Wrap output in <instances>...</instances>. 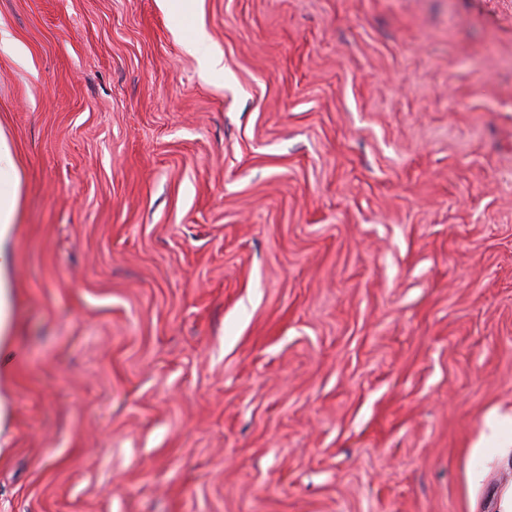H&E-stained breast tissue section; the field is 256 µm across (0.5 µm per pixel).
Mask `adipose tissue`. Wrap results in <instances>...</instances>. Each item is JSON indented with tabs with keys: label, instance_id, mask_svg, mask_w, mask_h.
I'll use <instances>...</instances> for the list:
<instances>
[{
	"label": "adipose tissue",
	"instance_id": "1",
	"mask_svg": "<svg viewBox=\"0 0 512 512\" xmlns=\"http://www.w3.org/2000/svg\"><path fill=\"white\" fill-rule=\"evenodd\" d=\"M21 178L16 158L0 131V335L10 327L11 289L6 274L14 258L8 248L19 210Z\"/></svg>",
	"mask_w": 512,
	"mask_h": 512
}]
</instances>
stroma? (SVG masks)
<instances>
[{"mask_svg": "<svg viewBox=\"0 0 512 512\" xmlns=\"http://www.w3.org/2000/svg\"><path fill=\"white\" fill-rule=\"evenodd\" d=\"M166 4L0 0V512H500L512 0ZM190 50L201 58L203 67L215 69L220 64L219 57L207 45V36L203 30H197L190 42ZM21 178L16 158L7 137L0 129V335L6 336L10 327L11 288L6 273L14 258L8 249L16 224Z\"/></svg>", "mask_w": 512, "mask_h": 512, "instance_id": "stroma-1", "label": "stroma"}]
</instances>
